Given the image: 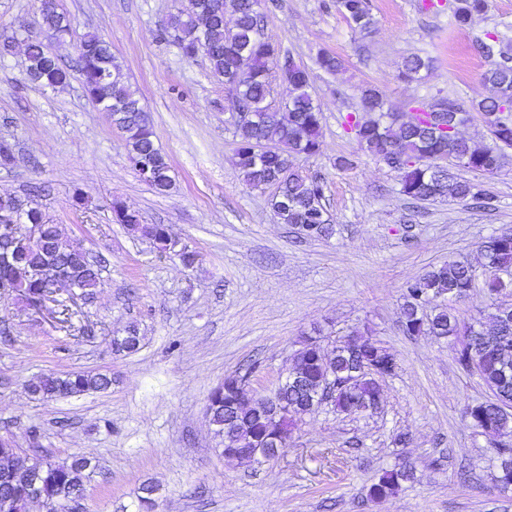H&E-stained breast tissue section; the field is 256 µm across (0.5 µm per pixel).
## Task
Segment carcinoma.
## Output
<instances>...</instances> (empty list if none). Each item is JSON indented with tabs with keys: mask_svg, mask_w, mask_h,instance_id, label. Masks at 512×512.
I'll list each match as a JSON object with an SVG mask.
<instances>
[{
	"mask_svg": "<svg viewBox=\"0 0 512 512\" xmlns=\"http://www.w3.org/2000/svg\"><path fill=\"white\" fill-rule=\"evenodd\" d=\"M212 0H194V10L170 15L163 30L165 38L178 48L182 56H203L213 76L235 86L237 103L247 105L252 117L234 126L237 139L238 166L243 180L255 189L271 185L276 191L271 205L281 223L291 225L301 238L318 240L333 234V224L322 200L325 182L302 174L293 164L296 156H312L319 151L322 112L310 88L312 75L308 67L297 65L288 70L292 96L283 112H267L276 79L278 60L285 52L264 40L259 16L251 7L252 0H221L219 12H210ZM42 15L48 19L46 39H23L26 47L27 75L32 83L43 87L63 86L69 74L58 58L49 51L48 42L58 43L74 38L73 20L59 9L57 0H42ZM489 8V0H452L450 10L456 27H466L471 19ZM336 9L354 31L369 35L375 19L369 0H336ZM233 18L228 25L225 17ZM78 62L83 88L87 96L110 114L112 124L125 134L127 156L132 164L149 168L154 178L148 182L160 193L168 191L172 181L167 158L154 141V130L147 111L123 72L121 62L112 54L111 46L97 34L77 38ZM480 54L488 67L482 83L491 94L472 102L470 108L449 98L409 113L407 119L384 110L383 93L375 86L360 90L362 113L349 112L343 117L344 130L354 135L361 149L379 158L399 173V193L414 201L448 199L459 203L487 199L471 182L455 176L450 170L436 169L438 156L448 155L453 166L483 174L495 173L502 164L504 150L512 148V49L497 38L480 43ZM428 68L420 56L404 60L401 77L412 80ZM442 112L447 121L436 123L432 116ZM498 113L497 123L489 129L492 145L478 147L460 135L459 127L469 113ZM114 220L133 236L148 237L162 254L169 253V230L164 224H143L139 214L130 211L119 200L112 202ZM26 224L40 225V236L32 239L18 234L11 241V253L17 259L5 268L4 279L26 302L38 295L44 283L37 272L52 263L74 283L82 296L90 300L101 284L100 270L86 253L63 238L58 225L50 224L38 207L23 210ZM486 286L492 294L509 287L500 274L512 275V233L495 234L484 242ZM478 272L471 264L449 260L434 266L405 284L400 319L408 336L427 334L440 337L460 336L455 361L465 370H475L491 397L465 408V417L483 433L501 436L512 432V312L494 306L488 321L476 319L462 323L442 306L433 313L424 312L434 298L466 296ZM142 336L132 326L125 335L112 340V351L130 354L140 348ZM323 354L317 346L301 345L288 366V399L283 405L288 416L269 429L268 412L273 402L259 398L252 401L239 397L237 381L256 371L251 366L245 373L226 377L224 384L209 396L210 426L214 436L224 445V456L240 463H256L253 452L269 447L272 434L284 437L310 411L317 408L322 387ZM336 395L333 412L338 415H370L383 403L381 379L393 376L398 369L397 357L388 348L371 342L363 333L352 331L343 336L334 349ZM112 385L103 373H77L65 376L44 374L26 386V390L43 399L72 397L99 392ZM233 419L234 436L224 440V418ZM18 471L12 482H0V506L8 512H26L28 496L25 486L31 474L44 478V491L51 497L68 498L85 489L86 471L92 459L73 454L53 462L17 450ZM496 482L503 492L512 490V448L498 449ZM414 479V468L408 462L383 471L368 489L372 500H383L397 494L402 483Z\"/></svg>",
	"mask_w": 512,
	"mask_h": 512,
	"instance_id": "1",
	"label": "carcinoma"
}]
</instances>
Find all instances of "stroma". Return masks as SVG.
Masks as SVG:
<instances>
[{"instance_id": "35a3bbf8", "label": "stroma", "mask_w": 512, "mask_h": 512, "mask_svg": "<svg viewBox=\"0 0 512 512\" xmlns=\"http://www.w3.org/2000/svg\"><path fill=\"white\" fill-rule=\"evenodd\" d=\"M78 33L112 45L153 120L173 186L156 193L140 181L122 133L84 92L71 43L57 45L72 75L57 88L26 76L23 43L0 58V138L17 161L0 170V195L37 202L49 223L102 259L93 302L61 322L58 304L35 314L0 288V436L60 461L85 454L86 496L73 512H142L152 487L154 512H512V492L496 486L497 451L512 434L486 435L464 419L465 404L489 399L480 377L456 364L455 338L409 337L399 321L401 289L429 266L456 259L481 267L482 243L512 231V154L491 176L469 173L487 194L484 209L448 200L410 207L398 174L361 150L342 125L361 109L359 89L380 87L391 111L439 97L469 104L486 95L487 62L477 44L512 41V0H490L487 14L456 29L448 6L424 0H371L373 34L349 28L336 0H260L263 34L313 67L311 93L323 113L319 152L297 164L326 181L332 237L300 239L279 223L271 189L247 186L228 119L234 95L203 58L187 59L161 37L174 9L193 0H59ZM344 72L315 69L320 52ZM431 57L417 80L401 78L406 57ZM346 157L351 167H338ZM142 223L166 225L198 259L185 268L153 242L112 220L113 200ZM512 304V288L489 294L477 278L450 301L465 322L492 305ZM137 325L131 354H113V334ZM399 361L371 416L308 413L282 457L244 466L217 449L206 417L211 391L228 374L258 365L255 390L270 393L300 337L321 335L325 351L350 330ZM101 371L102 392L38 400L25 384L47 372ZM411 437L396 444L397 433ZM414 481L373 501L368 489L398 458Z\"/></svg>"}]
</instances>
